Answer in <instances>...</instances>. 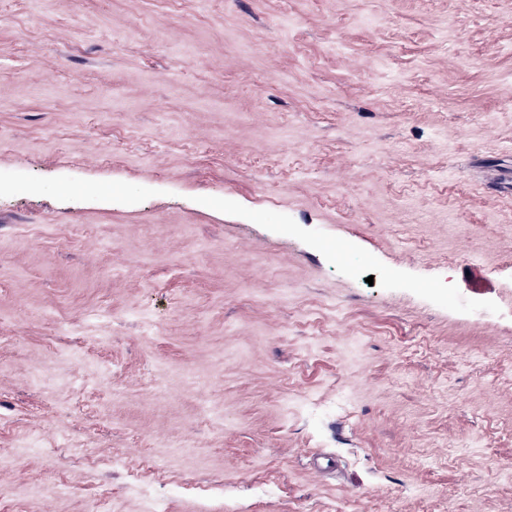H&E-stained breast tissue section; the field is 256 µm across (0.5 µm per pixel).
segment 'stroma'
<instances>
[{
	"label": "stroma",
	"instance_id": "35a3bbf8",
	"mask_svg": "<svg viewBox=\"0 0 512 512\" xmlns=\"http://www.w3.org/2000/svg\"><path fill=\"white\" fill-rule=\"evenodd\" d=\"M512 512V0H0V512Z\"/></svg>",
	"mask_w": 512,
	"mask_h": 512
}]
</instances>
